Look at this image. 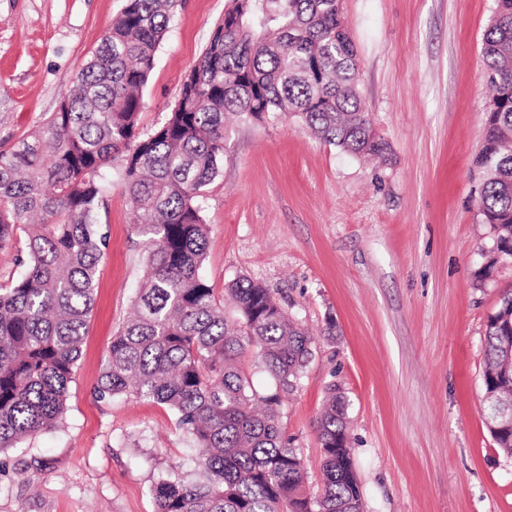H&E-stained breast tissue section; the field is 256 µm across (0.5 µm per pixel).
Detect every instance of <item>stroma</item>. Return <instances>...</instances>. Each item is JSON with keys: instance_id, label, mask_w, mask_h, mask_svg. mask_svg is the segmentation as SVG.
<instances>
[{"instance_id": "35a3bbf8", "label": "stroma", "mask_w": 512, "mask_h": 512, "mask_svg": "<svg viewBox=\"0 0 512 512\" xmlns=\"http://www.w3.org/2000/svg\"><path fill=\"white\" fill-rule=\"evenodd\" d=\"M125 0H0V144L56 111ZM230 0H185L144 90L140 133L165 122ZM493 0H342L359 92L386 161L344 153L301 125H238L203 192L204 275L216 295L263 284L313 336L283 430L310 491L329 384L348 404L363 512H512V459L482 411L487 319L512 262L485 271L478 154L490 101L480 53ZM108 247L61 421L0 451V512H154L150 489L192 443L166 406L98 397L113 334L144 266L120 181L100 212ZM335 334H327L328 323Z\"/></svg>"}]
</instances>
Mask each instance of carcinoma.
Returning <instances> with one entry per match:
<instances>
[{
    "instance_id": "carcinoma-1",
    "label": "carcinoma",
    "mask_w": 512,
    "mask_h": 512,
    "mask_svg": "<svg viewBox=\"0 0 512 512\" xmlns=\"http://www.w3.org/2000/svg\"><path fill=\"white\" fill-rule=\"evenodd\" d=\"M182 0H126L79 69L57 111L0 145V251L24 268L0 285V450L58 422L95 300L108 246L99 219L115 168L143 238L145 268L134 314L112 338L96 393L133 394L167 406L192 439L194 466L152 487L155 512H361L343 393L328 387L317 420L322 485L306 486L285 439L279 391L294 387L314 340L269 289L227 288L224 312L203 275L209 226L200 198L222 172L230 126L293 118L357 157H384L358 91V56L336 0H231L185 76L167 120L137 131L156 53ZM481 54L493 95L479 215L494 239L485 273L512 259V0H494ZM512 290L487 320L484 391L512 405L498 377L501 324ZM256 356L275 392L258 391L241 358Z\"/></svg>"
}]
</instances>
